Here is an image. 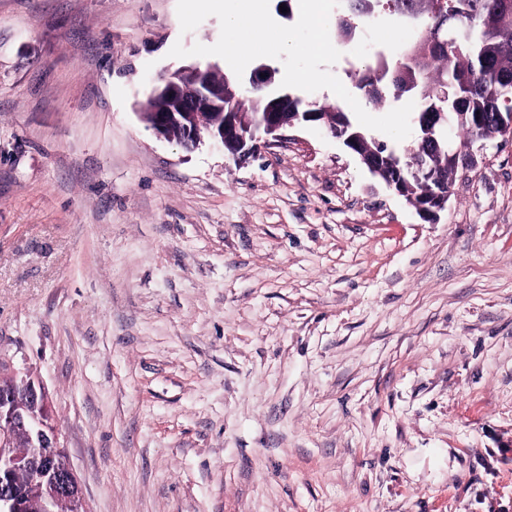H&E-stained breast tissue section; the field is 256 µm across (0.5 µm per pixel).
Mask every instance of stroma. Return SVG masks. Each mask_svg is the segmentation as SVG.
I'll list each match as a JSON object with an SVG mask.
<instances>
[{
  "instance_id": "1",
  "label": "stroma",
  "mask_w": 512,
  "mask_h": 512,
  "mask_svg": "<svg viewBox=\"0 0 512 512\" xmlns=\"http://www.w3.org/2000/svg\"><path fill=\"white\" fill-rule=\"evenodd\" d=\"M177 0H0V359L90 512H512V142L437 222L317 124L236 158L138 112ZM416 31L383 14L392 58Z\"/></svg>"
}]
</instances>
